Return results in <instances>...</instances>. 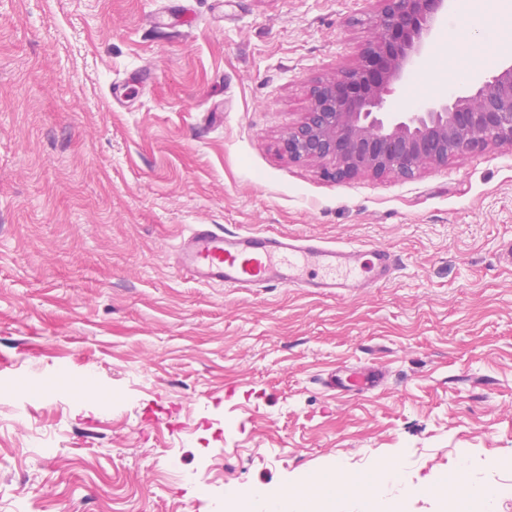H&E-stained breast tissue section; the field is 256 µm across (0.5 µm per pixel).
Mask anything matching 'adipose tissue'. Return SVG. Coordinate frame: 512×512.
<instances>
[{"label":"adipose tissue","mask_w":512,"mask_h":512,"mask_svg":"<svg viewBox=\"0 0 512 512\" xmlns=\"http://www.w3.org/2000/svg\"><path fill=\"white\" fill-rule=\"evenodd\" d=\"M448 48L453 58L463 61L469 71L474 72L493 63L501 54L511 53L512 35L496 34L491 25L476 23L469 27L464 37L449 36ZM399 476V466L393 460L364 474H352L338 467L296 487L283 489L259 485L243 495L231 494L229 506L233 512H312L313 506L318 504L322 512H334L338 491H373L397 481Z\"/></svg>","instance_id":"1"}]
</instances>
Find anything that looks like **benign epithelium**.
<instances>
[{
    "label": "benign epithelium",
    "instance_id": "obj_1",
    "mask_svg": "<svg viewBox=\"0 0 512 512\" xmlns=\"http://www.w3.org/2000/svg\"><path fill=\"white\" fill-rule=\"evenodd\" d=\"M379 20L362 60L316 85L304 120L281 150L293 160L329 165L343 181L357 175L415 178L459 154L492 143L512 146V64L456 97L417 112H386L385 97L423 48L447 0H378Z\"/></svg>",
    "mask_w": 512,
    "mask_h": 512
}]
</instances>
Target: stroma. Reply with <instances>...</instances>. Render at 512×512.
<instances>
[{
    "mask_svg": "<svg viewBox=\"0 0 512 512\" xmlns=\"http://www.w3.org/2000/svg\"><path fill=\"white\" fill-rule=\"evenodd\" d=\"M0 0V512H224L255 485L397 461L336 512H448L464 470L512 512V146L411 180L328 178L280 150L354 67L377 0ZM499 0H448L385 104L471 83L435 57ZM145 67L153 82L129 83ZM192 224L386 247V283L320 297L177 277ZM378 365L341 398L326 370ZM437 489L442 495L458 499L460 502V511H466L464 507L463 490L466 491L467 495L471 494L475 496L491 497L493 494V490L490 488L469 489L463 470H457L448 474V476L443 479L441 485H439Z\"/></svg>",
    "mask_w": 512,
    "mask_h": 512,
    "instance_id": "obj_1",
    "label": "stroma"
}]
</instances>
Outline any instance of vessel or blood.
Here are the masks:
<instances>
[{
  "mask_svg": "<svg viewBox=\"0 0 512 512\" xmlns=\"http://www.w3.org/2000/svg\"><path fill=\"white\" fill-rule=\"evenodd\" d=\"M399 265V257L385 249L333 246L312 236L227 231L219 224L192 225L174 251L177 274L200 284L241 290L280 285L326 297L384 283ZM384 383L381 369L339 368L325 386L340 397Z\"/></svg>",
  "mask_w": 512,
  "mask_h": 512,
  "instance_id": "obj_1",
  "label": "vessel or blood"
}]
</instances>
